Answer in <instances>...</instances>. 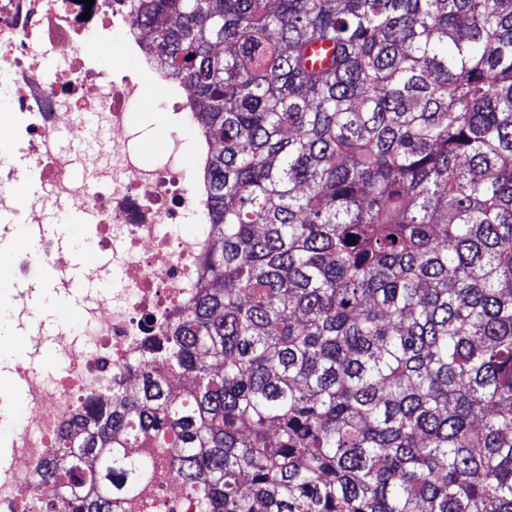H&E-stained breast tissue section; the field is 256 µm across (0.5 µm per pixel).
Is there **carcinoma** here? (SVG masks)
Wrapping results in <instances>:
<instances>
[{"mask_svg":"<svg viewBox=\"0 0 512 512\" xmlns=\"http://www.w3.org/2000/svg\"><path fill=\"white\" fill-rule=\"evenodd\" d=\"M142 16L220 145L219 248L37 512H127L158 467L196 512H512V0Z\"/></svg>","mask_w":512,"mask_h":512,"instance_id":"carcinoma-1","label":"carcinoma"}]
</instances>
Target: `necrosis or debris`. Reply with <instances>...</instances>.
Wrapping results in <instances>:
<instances>
[{"label": "necrosis or debris", "instance_id": "necrosis-or-debris-1", "mask_svg": "<svg viewBox=\"0 0 512 512\" xmlns=\"http://www.w3.org/2000/svg\"><path fill=\"white\" fill-rule=\"evenodd\" d=\"M141 5V0H93L89 6L84 0H0V77L13 85L12 97L0 101V112L12 124L9 134L53 205L93 213L101 250L120 245L113 263L84 262L86 277L104 281L116 270L124 281L110 296L80 303V330L57 336L68 357L63 376L49 384L32 363H16L14 373L27 384L33 418L11 433L12 461L0 465V512H31L37 475L54 455L65 424L84 403L104 397L107 382L131 386L130 363L140 358L148 337L159 335L168 318L191 303L197 262L211 244L205 186L199 171L184 168L182 157L185 143H192L201 159L212 142L199 133L184 140L192 93L159 68ZM109 36L134 68L106 71L85 52L88 41ZM54 52L66 65L49 78L39 60ZM160 80L167 85L175 121L165 152L150 164L142 157L132 112L146 86ZM89 113L108 137L105 152L61 150L60 134L83 132ZM77 167L84 171L79 181L72 176ZM14 178V169L0 163V212L35 228L38 250L19 255L12 273L34 280L50 269L57 289L67 291L61 248L39 231L46 220L43 205L37 198L14 197ZM189 220L197 223L196 231L169 235L171 226ZM141 494L152 502V512H195L169 470H158Z\"/></svg>", "mask_w": 512, "mask_h": 512}]
</instances>
